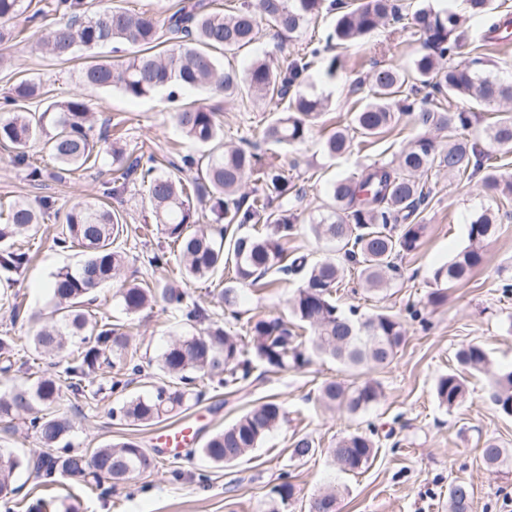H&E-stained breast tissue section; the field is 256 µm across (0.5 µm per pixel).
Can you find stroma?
Instances as JSON below:
<instances>
[{"instance_id": "stroma-1", "label": "stroma", "mask_w": 512, "mask_h": 512, "mask_svg": "<svg viewBox=\"0 0 512 512\" xmlns=\"http://www.w3.org/2000/svg\"><path fill=\"white\" fill-rule=\"evenodd\" d=\"M331 25V16L322 15L292 40L261 28L258 40L238 53L235 65L243 70L264 56L286 63L307 52L310 43ZM41 35V29L29 24L22 42L0 46V53L13 59L11 65L0 67V98L20 73L34 77L57 99L81 90V61L61 63L44 57L38 46ZM420 48L411 22L388 20L365 44L339 50L341 65L334 77L324 75V62L313 67V91L327 97L329 106L315 121L305 143L279 150L290 180L306 191L297 212V233L288 243L290 251L307 255L312 261L323 258L326 250L310 234L308 224L319 206L327 203L330 183L357 175L365 165L391 162L418 135V128L406 121L348 156L331 159L322 152L324 139L350 120L358 97L353 89L355 80L380 65L409 66ZM206 98L219 108L225 141L245 139L256 143L259 152L270 151V143L262 138L269 118L262 106L238 98L214 97L204 89L188 92L182 100L190 103ZM95 102L96 113L110 119L113 138L125 144L130 154L176 161L201 153L176 125V105L166 93L131 99L114 90L96 94ZM111 177L112 165L105 159L91 170L73 171L60 180L47 178L44 187L37 188L14 166L10 149L0 146V224L5 223L8 206L15 200L32 202L50 195L58 205L67 207L78 200L96 198L102 183ZM427 183L432 193L417 216L425 233L420 247L399 260L393 288L370 292L351 276L335 294L342 309L355 306L367 314L385 310L405 327L406 341L393 362L369 373L382 387L378 404L356 416L323 407L318 401L322 383L345 376L342 367L324 355H313L307 366L295 371L266 373L258 367L239 391L207 389L199 402L179 413V420H192L200 429L197 443L185 448L179 457L159 460L156 468L116 486L105 480L88 487L70 477L45 485L23 474L18 479L19 502L0 500V512H25L21 501L46 496L58 498L68 512H270L271 490L284 482L295 488L287 512H308L312 498L329 488L337 492L338 512H448V488L457 480L472 484L473 512H512V468L496 472L481 461V450L490 438L512 452V418L500 415L486 397L492 371L512 369V292L502 291L503 283L512 284V219H503L486 243L484 262L470 281L450 288L443 303L430 304L435 270L467 246L471 219L483 208L500 205L502 195L486 189L478 177L466 184L446 173L432 172ZM114 207L128 226L123 243L127 253L123 280L182 283L192 300L207 307L215 318H222L216 303L220 279L181 282L179 258L173 251L168 252L164 268L149 266L148 255L165 242L149 226L145 188L128 185ZM59 231V225L51 221L41 226L29 243L33 258L28 268L15 277L14 291L35 312L49 311L48 284L54 274L76 267L84 257L79 247L56 246ZM266 280L267 288L242 292L238 303L242 318L288 317V299L300 286V277L273 271ZM118 289L115 282L100 288L91 308L126 325L132 361L142 365L143 371L130 376L120 393L106 389L95 396L66 393L60 410L72 421L67 438L72 450L124 440L151 448L159 424L122 420L113 417L111 409L149 392L159 378L157 363L163 349L174 339L198 330L196 324L176 319L161 301L138 315H127ZM469 343L485 348L490 368L467 373L465 400L450 410L436 400L435 384L441 375L456 369L454 353ZM270 399L284 406L287 418L251 454L223 466L201 456L200 444L254 405ZM371 424L377 428V454L372 465L356 473L342 470L329 456V448L339 437L366 430ZM302 435L314 439L318 453L299 460L290 456L289 448Z\"/></svg>"}]
</instances>
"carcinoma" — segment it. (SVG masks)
<instances>
[{
	"mask_svg": "<svg viewBox=\"0 0 512 512\" xmlns=\"http://www.w3.org/2000/svg\"><path fill=\"white\" fill-rule=\"evenodd\" d=\"M506 2L466 0L465 16L429 5L417 10L413 21L416 33L423 36V50L407 68L383 65L368 79H358L356 88L368 85L367 95L352 112L350 125L332 132L322 144L330 158L349 154L355 137L367 143L406 119L448 137V146L441 149L424 134L401 152L396 163L375 162L356 177L338 180L329 191L331 203L312 218L310 231L315 238L329 251L343 255L373 292L392 287L398 273L396 260L421 244L425 225L414 220L431 193L422 176L444 170L460 182H469L482 172L486 186L501 190L505 197L512 195V177L502 173L505 165L498 156L512 151V112L503 111L485 128L483 138L467 139L460 131L472 125L476 113L451 111L436 102L439 96L490 107L512 99V84L476 71L479 61L475 59L459 58V50L474 39L467 20L490 18L487 32L495 33L497 12L512 15V10L504 8ZM26 11L25 0H0V44L21 39L23 31L11 22ZM49 11L66 17L46 32L41 43L43 53L57 61L66 62L80 50L93 51L112 43L136 49L121 64L97 61L86 66L81 74L84 88L115 89L132 99L167 89L175 100L180 91L195 88H208L224 97L246 96L272 112L263 138L279 147L306 142L314 120L327 106L325 99L303 88L313 61L302 56L281 67L265 58L256 59L240 73L232 64H222L219 55L231 60L256 40L263 22L281 35L299 36L321 14L332 13L335 23L326 45L332 50L363 42L389 18L404 19L398 0H240L223 10L211 7L208 0H181L161 19L116 6L93 11L87 0H50L47 9L34 11L28 20L45 17ZM46 95L39 82L20 79L5 98L11 109L0 114V143L14 149L12 162L26 167L30 184L44 182V170L29 162L27 154L30 144L37 142L62 172L93 169L103 152L119 172L104 185L100 197L66 209L56 207L51 196L41 197L37 207L16 200L8 208L7 223L0 224V276L7 283L31 261L30 251L15 246L14 239L35 236L38 225L47 220L62 224L56 244L62 248L77 245L84 252L78 267L63 268L54 275L50 316H29L33 321L44 320L32 337L34 350L53 365L65 363L69 387L85 391L86 383L93 382L104 366L116 369L109 390L127 385L128 334L122 325L107 317L99 319L86 307L97 288L119 278L125 267L124 249L115 245L125 227L112 210V197L124 190L125 183L141 179L148 183L157 231L178 247L185 280H207L224 263H232L235 280L217 295V304L230 309L242 289L260 285L261 278L273 269L299 275L302 285L289 299L290 313L300 327L310 329L311 336L305 342L287 320L259 316L247 320L241 338L212 320L205 308L187 304L181 289L168 284H123L119 297L127 313L141 312L159 296L187 320L206 326L172 342L161 354L158 367L165 384L124 401L112 414L144 424L161 421L191 401H199L198 385L205 381L236 389L250 378L256 362L267 372L299 369L309 363L312 353L335 359L354 376L348 382L330 380L322 385L320 399L326 407L358 415L378 402L377 384L357 376L364 369L388 366L405 341V328L388 312L358 315L354 309L345 313L336 305L333 290L345 273L336 258L328 256L311 264L304 254H288L286 245L296 231V203L303 201V195L291 184L275 154L257 153L246 140L239 145L224 144L217 108L197 100L179 108L174 119L185 136L203 148L202 154L184 156L179 165L171 163V171L153 165L146 168L141 158L129 155L112 140L109 130L95 131L92 102L86 94L52 100L40 111L28 109ZM249 179L261 185V193L243 192ZM192 196L195 205L190 202ZM199 205L207 208L218 228L191 230L199 223ZM496 231V221L487 208L470 222L469 245L434 272L436 289L429 295L430 303L444 302L447 288L469 280L483 262L484 243ZM76 342L81 347L73 357L66 350ZM17 354L15 338L0 336L1 371L12 369V357ZM455 359L458 369L441 376L435 385L439 404L450 410L464 401L463 372L488 366V356L477 344L460 346ZM62 400V381L52 375L0 394V421H29L43 448L35 457L0 450V498L7 501L15 494V480L23 470L34 472L45 483L58 475L89 476L96 482L104 475L120 482L155 467L154 458L131 440L107 443L88 453H54L72 429L71 421L58 412ZM489 400L499 413L512 417V369L492 374ZM284 418L280 403L258 404L213 435L200 453L214 464L234 463L258 447ZM317 452L307 435L291 445V456L298 459ZM376 453L373 439L359 432L339 438L329 449L333 461L348 471L369 467ZM481 458L491 470L508 465L506 450L492 440L485 442ZM473 499L470 483L453 482L448 490L449 512H472ZM336 503L335 492H324L314 498L310 512H336Z\"/></svg>",
	"mask_w": 512,
	"mask_h": 512,
	"instance_id": "obj_1",
	"label": "carcinoma"
}]
</instances>
